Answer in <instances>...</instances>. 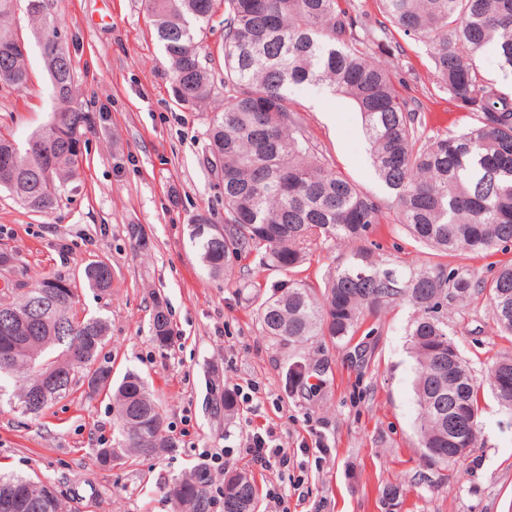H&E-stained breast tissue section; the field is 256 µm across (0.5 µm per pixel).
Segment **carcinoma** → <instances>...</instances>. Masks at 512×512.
Returning <instances> with one entry per match:
<instances>
[{
  "instance_id": "cac0c4a2",
  "label": "carcinoma",
  "mask_w": 512,
  "mask_h": 512,
  "mask_svg": "<svg viewBox=\"0 0 512 512\" xmlns=\"http://www.w3.org/2000/svg\"><path fill=\"white\" fill-rule=\"evenodd\" d=\"M15 0H0V84L20 89L29 72L13 51L7 29ZM383 20L366 26L350 0H145L156 39L172 73L175 94L205 106L224 88L213 113L207 164L224 184V230L210 218L195 219L200 258L214 271L228 269L244 252L259 266L292 270L333 243L369 238L389 222L388 205L364 192L314 152L288 106L292 87H328L351 99L360 112L379 179L395 202L394 223L445 257L482 255L512 243V95L479 77L490 50L512 75V0H381ZM224 8V77L201 55L213 16ZM57 106L48 123L24 143L0 133V190L33 212L58 205L62 183L75 173L77 146L92 120L74 87L73 64L59 38L62 20L49 0H28ZM390 22L423 42L440 87L477 123L445 135H425L418 108L400 97L392 70L358 48L361 38L382 48ZM11 256L0 252V402L24 414H41L65 396L75 378L88 392L112 395L119 447L104 443L102 460L127 453L147 456L173 448L164 418L145 382L129 373L112 381V365L100 359L108 321L79 316L76 281L57 274L34 282L9 276ZM112 269L96 261L82 282L97 294L112 290ZM476 294L488 298L492 319L512 335V263L491 279L447 263L404 268L369 247H356L322 284L290 279L260 304L261 332L278 346L341 341L354 335L361 315L396 301L416 312L408 330L415 361L417 444L426 457L452 452V429L465 426L467 446L478 444L479 424L466 426L461 412L478 415L480 387L448 332V301ZM154 342L166 348V314L152 315ZM512 355L491 368L498 399L512 406ZM224 512H256L257 489L249 475ZM211 480L194 470L169 495L181 512H210ZM18 493V512H65L50 481L0 473V497Z\"/></svg>"
}]
</instances>
